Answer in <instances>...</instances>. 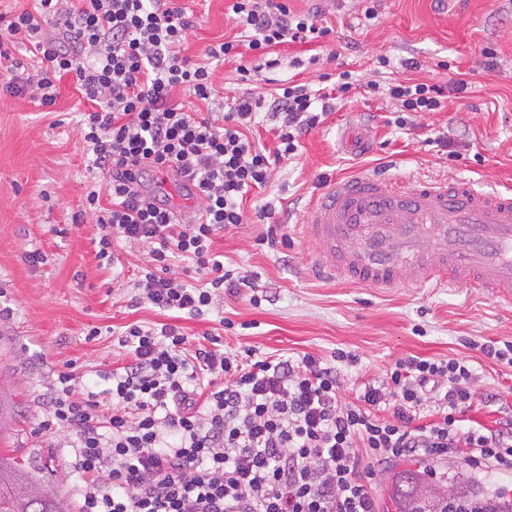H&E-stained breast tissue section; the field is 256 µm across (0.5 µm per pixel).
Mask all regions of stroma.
Masks as SVG:
<instances>
[{"mask_svg": "<svg viewBox=\"0 0 512 512\" xmlns=\"http://www.w3.org/2000/svg\"><path fill=\"white\" fill-rule=\"evenodd\" d=\"M297 12L321 8L331 33L317 44H284V58L316 57L300 70L281 66L276 79L325 87L326 77L349 70L352 88L335 112L301 142L296 156L274 168L265 190L244 198L243 224L215 238L226 268L255 278L267 291L261 306L248 291L223 294L205 318H174L151 305L132 304L133 283L149 266L140 243L117 246L115 263L97 257L100 229L82 214L87 185L100 178L78 132L87 104L62 84L55 105L0 95V386L17 403L12 447L29 457L51 492L73 503L80 487L66 461L72 437L40 433L38 426L57 376L72 373L77 391L102 394L111 373L127 362L118 338L129 325L174 323L189 340L221 336L227 352L260 356L306 354L331 360L336 351L356 355L342 365L341 395L352 400L358 386L381 384L406 356L465 359L473 368L474 400L468 419L491 427L512 418V365L487 358L482 346L512 342V305L478 288H372L331 281L315 271L318 253L303 226L315 194L357 168L411 180L471 181L490 190L512 187V0H378V16L365 21L366 0H288ZM194 26L183 53L201 59L208 45L248 36L229 0H183ZM496 59L487 66L483 48ZM392 68H381L380 57ZM415 59L418 69L401 63ZM448 61L441 69L439 61ZM258 60L245 54L213 69L214 100L182 92L186 109L215 112L249 92L238 66ZM465 73L466 93L449 97L439 112L401 113L380 91L393 79L412 76L442 85ZM405 126H398V117ZM453 144L437 146V139ZM269 221H260L265 206ZM286 240L259 245L268 224ZM231 328H224V321Z\"/></svg>", "mask_w": 512, "mask_h": 512, "instance_id": "1", "label": "stroma"}]
</instances>
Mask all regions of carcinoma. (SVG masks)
Listing matches in <instances>:
<instances>
[{"instance_id":"obj_1","label":"carcinoma","mask_w":512,"mask_h":512,"mask_svg":"<svg viewBox=\"0 0 512 512\" xmlns=\"http://www.w3.org/2000/svg\"><path fill=\"white\" fill-rule=\"evenodd\" d=\"M13 400L0 391V444L8 435V421L13 418ZM16 449L0 447V512H67L66 505L40 484L35 469L14 456ZM476 477L465 480L458 474L445 476L432 484L407 471L392 495L411 507L409 512H512V501L497 497L494 488L474 490ZM454 488L452 498L441 495L444 486Z\"/></svg>"}]
</instances>
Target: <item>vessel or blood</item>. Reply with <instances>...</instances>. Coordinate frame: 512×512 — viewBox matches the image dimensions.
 Listing matches in <instances>:
<instances>
[{
  "label": "vessel or blood",
  "mask_w": 512,
  "mask_h": 512,
  "mask_svg": "<svg viewBox=\"0 0 512 512\" xmlns=\"http://www.w3.org/2000/svg\"><path fill=\"white\" fill-rule=\"evenodd\" d=\"M323 275L376 288H481L512 305V189L395 181L360 170L309 207Z\"/></svg>",
  "instance_id": "b4317fda"
}]
</instances>
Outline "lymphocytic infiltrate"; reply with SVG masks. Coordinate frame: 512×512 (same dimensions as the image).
<instances>
[{
  "label": "lymphocytic infiltrate",
  "mask_w": 512,
  "mask_h": 512,
  "mask_svg": "<svg viewBox=\"0 0 512 512\" xmlns=\"http://www.w3.org/2000/svg\"><path fill=\"white\" fill-rule=\"evenodd\" d=\"M34 2L0 14V91L50 107L68 80L89 103L80 135L93 167L109 178L106 188L88 187L83 203L98 216L100 258L118 240L147 245L151 264L133 300L163 312L201 318L220 293L252 291V278L225 268L213 239L243 223L245 194L267 187L278 160L296 154L331 111V94L284 84L204 117L173 100L178 90L204 101L215 94L207 63L181 54L192 20L178 0ZM231 10L254 35L208 46V60L246 49L274 70L282 64L277 46L330 33L318 12H294L288 0H233ZM50 24L60 38L48 36ZM14 43L30 46L39 82L24 77ZM467 86L462 78L446 86L408 78L387 93L403 111L438 112ZM260 110L277 123L272 154L246 134ZM149 171L193 184L200 208L192 219L144 192ZM177 257L209 276V287L176 276ZM250 300L257 306L262 298L252 291ZM187 342L175 325L130 326L119 340L129 359L113 373L104 406L95 393L77 396L73 374H59L40 428L73 437L78 512H379L372 481L403 457H459L499 478V494L512 493L504 483L512 476V419L495 429L460 425L474 399L465 361L408 356L381 385L345 402L344 351L330 362L310 354L244 361L225 352L220 337ZM383 406L390 417L378 416Z\"/></svg>",
  "instance_id": "f902f5d3"
}]
</instances>
